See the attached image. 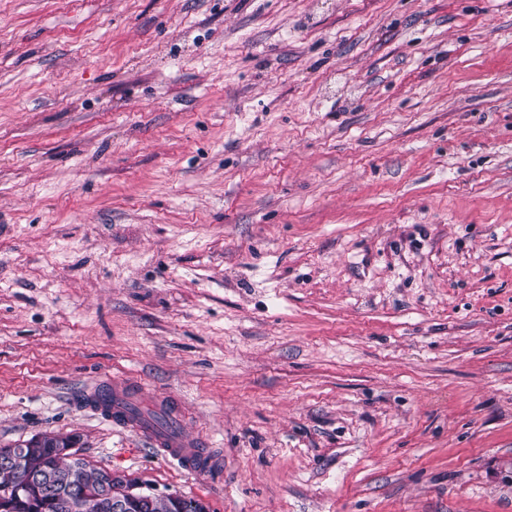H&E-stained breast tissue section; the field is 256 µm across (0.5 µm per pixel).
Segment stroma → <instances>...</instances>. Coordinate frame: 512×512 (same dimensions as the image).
<instances>
[{
	"label": "stroma",
	"mask_w": 512,
	"mask_h": 512,
	"mask_svg": "<svg viewBox=\"0 0 512 512\" xmlns=\"http://www.w3.org/2000/svg\"><path fill=\"white\" fill-rule=\"evenodd\" d=\"M44 433L210 512H512V0H0V448ZM137 394L135 382L113 380L104 388L102 383L96 384L86 397L102 420L147 438L160 455L176 461L187 472L209 473L216 461L215 448L206 440L186 442L178 431L159 427L150 416L135 409L139 404ZM105 397L107 401L103 400Z\"/></svg>",
	"instance_id": "stroma-1"
}]
</instances>
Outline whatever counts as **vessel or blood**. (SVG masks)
Returning <instances> with one entry per match:
<instances>
[{"label":"vessel or blood","mask_w":512,"mask_h":512,"mask_svg":"<svg viewBox=\"0 0 512 512\" xmlns=\"http://www.w3.org/2000/svg\"><path fill=\"white\" fill-rule=\"evenodd\" d=\"M86 397L102 420L147 438L160 455L176 461L183 470L204 475L213 469L215 450L208 441L186 442L178 431L159 427L150 416L138 412L133 381L115 380L105 386L95 385Z\"/></svg>","instance_id":"vessel-or-blood-1"}]
</instances>
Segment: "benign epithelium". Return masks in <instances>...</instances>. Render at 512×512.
<instances>
[{"instance_id":"1","label":"benign epithelium","mask_w":512,"mask_h":512,"mask_svg":"<svg viewBox=\"0 0 512 512\" xmlns=\"http://www.w3.org/2000/svg\"><path fill=\"white\" fill-rule=\"evenodd\" d=\"M44 437L37 436L23 444L11 448H0V464L11 469L17 475L12 487L13 496L21 497L30 492L35 485L66 498V506L70 512H85L89 502L99 499L109 501L112 512H137L145 502L160 499L168 504L173 512H200L202 502L196 498L168 494L158 497L152 493L140 491L133 484L113 487L115 478L112 471H106L97 484V492L89 493L84 487L80 457L75 451L77 439L73 436H58L52 442L55 459L67 464L65 472H60L50 465L38 473L25 469V462L33 449L41 448Z\"/></svg>"}]
</instances>
